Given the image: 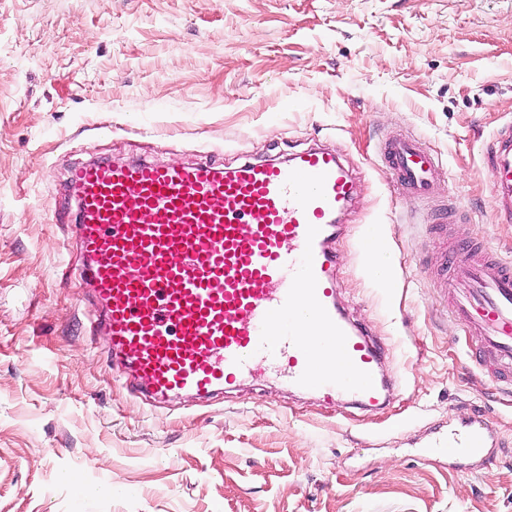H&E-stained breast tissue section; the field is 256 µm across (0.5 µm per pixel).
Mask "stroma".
<instances>
[{
	"mask_svg": "<svg viewBox=\"0 0 512 512\" xmlns=\"http://www.w3.org/2000/svg\"><path fill=\"white\" fill-rule=\"evenodd\" d=\"M510 123L512 0H0V512H512V386L469 361L445 294L448 243L512 259L483 163ZM393 136L438 157L429 197L384 177ZM315 143L360 183L339 296L386 348L389 404L263 374L208 404L130 395L88 333L69 169ZM373 227L387 285L359 248ZM475 413L485 467L421 457ZM371 236L373 239V247L369 254V272L374 279L387 284L390 282L395 267V259L393 255L383 247L375 231L372 232Z\"/></svg>",
	"mask_w": 512,
	"mask_h": 512,
	"instance_id": "1",
	"label": "stroma"
}]
</instances>
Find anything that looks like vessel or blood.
Masks as SVG:
<instances>
[{
	"label": "vessel or blood",
	"mask_w": 512,
	"mask_h": 512,
	"mask_svg": "<svg viewBox=\"0 0 512 512\" xmlns=\"http://www.w3.org/2000/svg\"><path fill=\"white\" fill-rule=\"evenodd\" d=\"M382 155L402 194H431L438 159L420 141L388 138ZM484 161L512 219V125ZM64 188L98 304L89 332L107 336L106 362L130 394L153 406L178 394L207 402L280 372L328 401L384 399L382 347L338 301L334 242L357 184L336 150L224 167L97 160L73 167ZM448 255L455 325L478 337L479 367L512 381V261L469 244ZM494 442L475 414L423 455L473 469Z\"/></svg>",
	"instance_id": "obj_1"
}]
</instances>
